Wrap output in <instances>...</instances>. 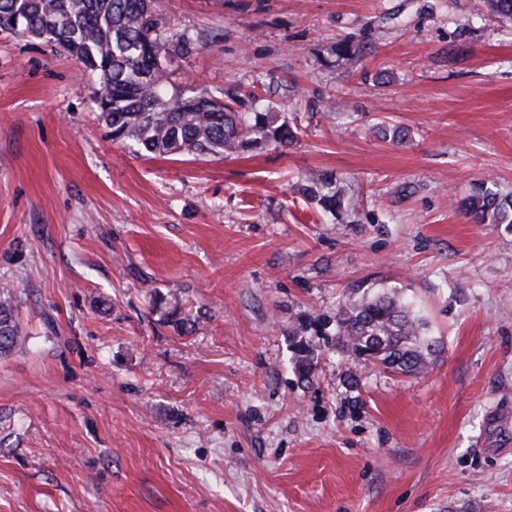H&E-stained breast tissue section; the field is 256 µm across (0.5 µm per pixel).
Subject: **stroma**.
Here are the masks:
<instances>
[{
    "label": "stroma",
    "instance_id": "obj_1",
    "mask_svg": "<svg viewBox=\"0 0 512 512\" xmlns=\"http://www.w3.org/2000/svg\"><path fill=\"white\" fill-rule=\"evenodd\" d=\"M155 5L199 39L170 92L256 91L297 133L143 156L76 58L0 33V288L25 339L0 358V512H512V225L458 207L512 193V21L483 0ZM358 286L416 304L434 365L310 330L300 381L291 330ZM308 182L309 185L303 188L304 194L316 201L324 211L335 213L336 206L340 204V194L333 179L324 174H316L310 176Z\"/></svg>",
    "mask_w": 512,
    "mask_h": 512
}]
</instances>
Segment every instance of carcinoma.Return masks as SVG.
Masks as SVG:
<instances>
[{
	"instance_id": "obj_1",
	"label": "carcinoma",
	"mask_w": 512,
	"mask_h": 512,
	"mask_svg": "<svg viewBox=\"0 0 512 512\" xmlns=\"http://www.w3.org/2000/svg\"><path fill=\"white\" fill-rule=\"evenodd\" d=\"M0 31L43 39L76 57L100 80L96 104L112 139L146 155H230L258 147H279L294 137L288 123L257 93L250 106L224 93L167 96L168 61L191 53L198 40L172 31L155 16L154 0H0ZM303 188L326 212L335 213L340 194L333 179L316 174ZM462 208L482 222L492 214L512 224V195L479 187ZM360 296L323 320L336 325L342 352L415 376L439 352L438 340L411 302L395 294L356 288ZM22 342L17 297L0 290V357ZM292 361L308 378L313 349L291 334Z\"/></svg>"
}]
</instances>
